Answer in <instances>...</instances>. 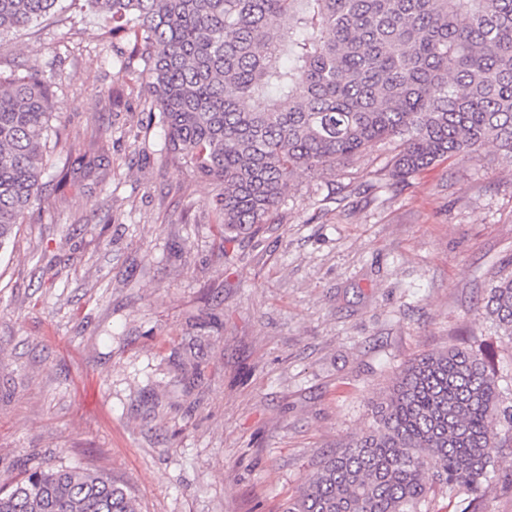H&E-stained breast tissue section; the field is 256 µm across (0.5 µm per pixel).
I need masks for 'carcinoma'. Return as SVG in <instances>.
<instances>
[{
    "label": "carcinoma",
    "instance_id": "1",
    "mask_svg": "<svg viewBox=\"0 0 512 512\" xmlns=\"http://www.w3.org/2000/svg\"><path fill=\"white\" fill-rule=\"evenodd\" d=\"M59 0H0V36ZM125 38L165 129L167 160L211 181L222 241L275 223L294 179H322L393 146L378 180L497 144L512 166V0H82ZM53 90L0 76V248L40 200ZM484 311L512 340V271ZM491 362L466 347L407 368L375 426L325 460L286 512H435L431 494L484 512L512 448ZM0 512H139L127 489L83 467L36 468Z\"/></svg>",
    "mask_w": 512,
    "mask_h": 512
}]
</instances>
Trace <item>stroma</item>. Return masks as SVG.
<instances>
[{
    "label": "stroma",
    "instance_id": "stroma-1",
    "mask_svg": "<svg viewBox=\"0 0 512 512\" xmlns=\"http://www.w3.org/2000/svg\"><path fill=\"white\" fill-rule=\"evenodd\" d=\"M128 55L85 10L0 37V73L52 84L60 133L0 251V488L82 465L139 512H285L402 368L463 338L512 405V341L483 312L512 261L494 144L395 189L375 147L337 171L339 205L301 175L278 224L222 250L215 187L166 160ZM100 150L106 176L83 175Z\"/></svg>",
    "mask_w": 512,
    "mask_h": 512
}]
</instances>
